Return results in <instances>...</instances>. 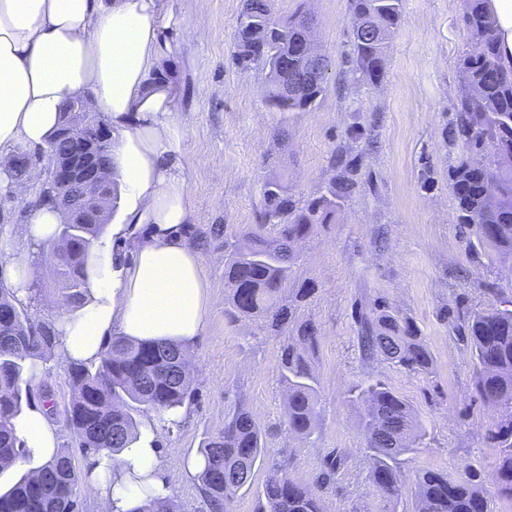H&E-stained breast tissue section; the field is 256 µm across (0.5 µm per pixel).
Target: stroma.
<instances>
[{
    "label": "stroma",
    "mask_w": 512,
    "mask_h": 512,
    "mask_svg": "<svg viewBox=\"0 0 512 512\" xmlns=\"http://www.w3.org/2000/svg\"><path fill=\"white\" fill-rule=\"evenodd\" d=\"M186 26L204 25V41L188 42L180 54L185 97L180 104L186 139L180 162L190 177L194 222L187 236L196 248L213 295L206 325L190 347L195 395L159 443V460L171 477V496L185 512H211L197 476L184 473L186 456L198 453L204 439L224 426L229 412L243 406L263 433L266 467L287 463L289 474L319 488L324 512H383L369 480L371 461L362 429L364 410L350 396L352 387L378 380L406 399L426 430L427 444L411 454L405 469L406 491L423 472L460 476L480 469L483 490L494 495L496 451L485 439L493 412L473 391L475 369L470 344L457 336L446 315L479 308L486 298L483 280L512 291V258L474 259L468 234L455 222L448 190V149L441 131L452 120L460 89L459 60L470 48L461 25L463 0H404V21L393 38L386 75L375 89L331 87L310 112L280 113L265 104L263 73L244 71L233 51L241 0H172ZM316 21L318 45L342 60L351 29L348 0H308ZM378 114L376 142L364 168L372 187L355 194L335 223L316 228L302 245L299 274L316 291L298 312L319 331L313 369L319 381L317 429L308 439L289 432L284 396L278 384L281 351L287 336H266L254 325L224 316V240L215 226L235 231L253 224L265 179L287 171L295 196L314 195L330 173L326 158L338 136L355 120ZM287 129L279 141V129ZM434 169L435 186L420 180L423 164ZM48 245L34 250L44 298L29 304L39 319L56 321L50 298L60 296ZM383 296L412 317L433 356L430 373L412 374L383 361L365 360L356 331V314ZM42 372L31 384V400L51 392L50 418L61 447L77 468L85 460L68 427L64 410L71 392L68 366L56 356L42 359ZM339 468L329 485L321 474L329 460Z\"/></svg>",
    "instance_id": "stroma-1"
}]
</instances>
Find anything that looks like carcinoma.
<instances>
[{
    "mask_svg": "<svg viewBox=\"0 0 512 512\" xmlns=\"http://www.w3.org/2000/svg\"><path fill=\"white\" fill-rule=\"evenodd\" d=\"M487 0H464L463 28L470 49L460 58L462 83L453 120L445 125V144L457 149L448 166V189L456 223L472 231L481 249L512 256V67L498 53L495 21ZM404 0H349L351 36L343 64L346 73L368 87L385 76L394 34L401 26ZM312 16L298 8L283 19L274 0H242L237 17L235 54L245 69L266 72L264 100L277 112H310L322 98L327 79L312 76L297 50L313 37ZM376 121H357L330 151L331 177L325 190L301 200L282 175L267 178L262 188L258 223L224 237L225 313L233 322L251 321L267 336L293 327L282 351L279 384L286 397L288 430L301 438L315 432L318 379L311 357L318 346L314 322L297 319V310L315 293L299 278V244L320 224L336 215L359 190L370 186L364 156L374 143ZM103 224H60L50 246L55 278L66 301L78 305L88 289L87 261ZM492 301L481 309L448 314L452 329L470 341L476 367V396L495 410L487 439L497 448V494L512 499V297L486 281ZM357 336L367 359H382L414 374H427L433 358L415 321L384 297L373 299L356 316ZM60 341L51 322L38 320L26 303L15 302L0 281V471L30 460L29 449L12 422L32 406L29 363L52 352ZM71 401L65 421L78 439L84 459L114 456L137 438L136 415L177 412L194 389L187 352L177 346L152 345L123 336L111 339L97 361L73 364L69 370ZM353 398L364 407L365 448L372 460L370 480L380 497L397 512L403 502V469L408 455L423 444L426 432L411 406L380 381L357 385ZM267 448L249 412L236 408L224 429L203 442L199 455L201 489L215 512H229L240 494L255 492L257 512H323L319 495L281 469L269 471L254 487L256 470ZM87 475L77 469L66 448L52 463L28 470L0 492V512H76ZM41 486L33 497L32 482ZM483 477L470 469L461 477L427 470L418 481L412 507L402 512H476L481 502L495 512L481 489ZM453 488V494L447 489ZM132 512H184L171 497Z\"/></svg>",
    "mask_w": 512,
    "mask_h": 512,
    "instance_id": "cac0c4a2",
    "label": "carcinoma"
}]
</instances>
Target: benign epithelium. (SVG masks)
Segmentation results:
<instances>
[{
  "mask_svg": "<svg viewBox=\"0 0 512 512\" xmlns=\"http://www.w3.org/2000/svg\"><path fill=\"white\" fill-rule=\"evenodd\" d=\"M74 119L57 137L67 147L59 154L38 155L46 174L44 186L64 224H95L103 207L112 204V163L101 157L112 143V128L101 122L82 97L72 109Z\"/></svg>",
  "mask_w": 512,
  "mask_h": 512,
  "instance_id": "benign-epithelium-1",
  "label": "benign epithelium"
}]
</instances>
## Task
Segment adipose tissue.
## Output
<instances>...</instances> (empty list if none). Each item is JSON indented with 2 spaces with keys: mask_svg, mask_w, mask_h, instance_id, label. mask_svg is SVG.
Returning a JSON list of instances; mask_svg holds the SVG:
<instances>
[{
  "mask_svg": "<svg viewBox=\"0 0 512 512\" xmlns=\"http://www.w3.org/2000/svg\"><path fill=\"white\" fill-rule=\"evenodd\" d=\"M204 35L181 27L170 0H0V157L45 145L65 103L88 92L112 120L121 216L93 248L83 304L57 318L64 362L97 359L115 336L187 348L204 329L212 296L185 236L183 87L172 63L187 38ZM59 222L53 207H34L22 244L10 246L17 300L35 283L31 246L50 242ZM14 428L36 465L54 459L59 435L42 405ZM158 443V432H147L119 461L92 459L85 489L101 512H132L170 495Z\"/></svg>",
  "mask_w": 512,
  "mask_h": 512,
  "instance_id": "adipose-tissue-1",
  "label": "adipose tissue"
}]
</instances>
